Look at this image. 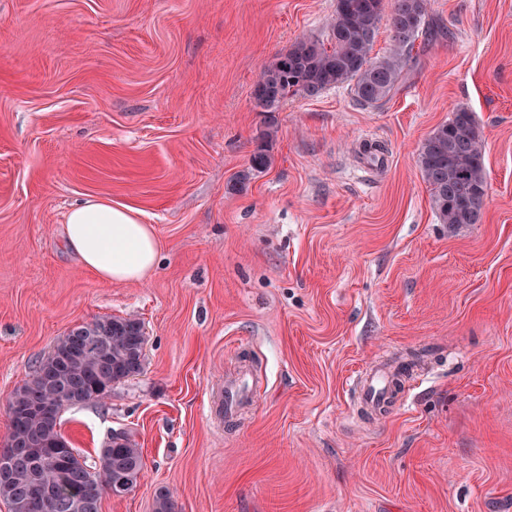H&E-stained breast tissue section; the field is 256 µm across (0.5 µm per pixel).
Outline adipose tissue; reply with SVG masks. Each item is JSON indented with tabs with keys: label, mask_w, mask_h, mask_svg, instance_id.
<instances>
[{
	"label": "adipose tissue",
	"mask_w": 512,
	"mask_h": 512,
	"mask_svg": "<svg viewBox=\"0 0 512 512\" xmlns=\"http://www.w3.org/2000/svg\"><path fill=\"white\" fill-rule=\"evenodd\" d=\"M64 233L81 266L108 282L141 281L158 261V240L141 211L106 198L73 206Z\"/></svg>",
	"instance_id": "ef3b65f1"
}]
</instances>
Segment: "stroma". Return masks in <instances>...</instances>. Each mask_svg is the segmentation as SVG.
I'll return each instance as SVG.
<instances>
[{"label": "stroma", "instance_id": "35a3bbf8", "mask_svg": "<svg viewBox=\"0 0 512 512\" xmlns=\"http://www.w3.org/2000/svg\"><path fill=\"white\" fill-rule=\"evenodd\" d=\"M336 0H0V439L71 329L134 317L145 365L61 432L87 465L128 431L144 470L100 512H512V0H429L391 99L288 98L246 183L264 65ZM485 137L479 223H439L418 150L453 109ZM141 210L154 272L107 283L66 249L74 205ZM430 348L364 424L350 377ZM261 390L212 416L225 379Z\"/></svg>", "mask_w": 512, "mask_h": 512}]
</instances>
